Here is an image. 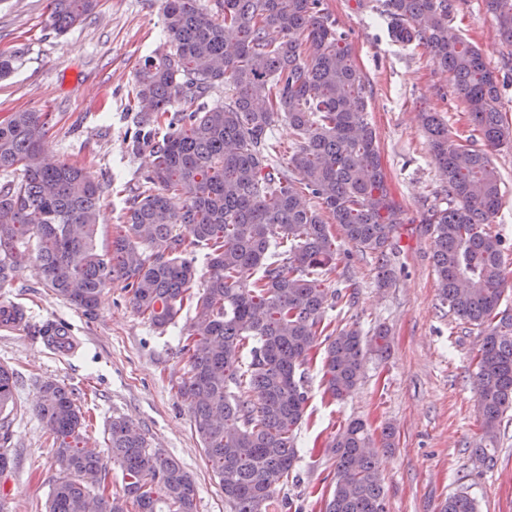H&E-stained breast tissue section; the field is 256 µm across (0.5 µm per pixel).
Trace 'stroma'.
Segmentation results:
<instances>
[{
  "label": "stroma",
  "instance_id": "obj_1",
  "mask_svg": "<svg viewBox=\"0 0 512 512\" xmlns=\"http://www.w3.org/2000/svg\"><path fill=\"white\" fill-rule=\"evenodd\" d=\"M164 2L97 0L81 24L60 35L49 22V0H0V52L16 55L12 72L0 78V120L14 112L48 113V157L84 167L100 187L102 246L124 223L128 199L150 165L148 152L130 149L140 114L128 104L141 63L167 39ZM322 3L367 79L365 118L403 222L388 247L390 287H378L370 254H354L328 276L327 287H345L342 302L327 314L332 328L368 336L386 325L390 350L368 354L360 382L342 401L325 394L320 358L306 365L309 401L297 430L298 461L278 495L289 501V512H322L336 478L328 445L338 428L360 418L374 440L386 426L396 431L394 448L379 454L388 512H440L460 490L474 498L478 512H512V412L502 422L493 462L472 461L482 420L473 382L481 338L442 303L433 235L423 222L428 210L448 202L420 115L438 113L450 136L460 139L471 132L466 108L429 50L393 41L383 0ZM454 25L481 50L488 69L506 78L500 110L512 126V45L500 39L485 0H456ZM493 160L503 199L491 229L505 240L512 273V149L494 152ZM1 302L23 308L25 321L0 328V364L17 379L10 440L15 465L0 477V512H46L59 472L33 405L47 381L72 391L88 411L87 436L98 451L106 449L112 416H127L191 475L196 512H228L178 393L185 371L178 338L194 308L184 307L175 325L158 331L132 309L117 282L87 313L57 296L34 265L22 278L0 284ZM52 323L79 339L76 353L62 355L46 343L43 331Z\"/></svg>",
  "mask_w": 512,
  "mask_h": 512
}]
</instances>
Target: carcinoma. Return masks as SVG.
<instances>
[{
  "label": "carcinoma",
  "mask_w": 512,
  "mask_h": 512,
  "mask_svg": "<svg viewBox=\"0 0 512 512\" xmlns=\"http://www.w3.org/2000/svg\"><path fill=\"white\" fill-rule=\"evenodd\" d=\"M60 34L82 22L96 0H50ZM165 0L170 51L148 57L136 76L144 115L132 149L149 151L147 187L129 201L107 250L97 243L99 186L83 167L45 158V118L14 112L0 121V284L32 261L46 283L86 312L116 281L138 314L164 329L185 305L196 315L181 337L185 377L178 386L230 512H285L276 496L295 466V431L309 400L304 366L325 336V392L345 398L358 384L367 349L384 353L388 330L326 333L341 293L325 287L344 241L375 255L378 283L393 272L390 238L403 223L390 195L375 135L365 120L363 79L345 35L321 0ZM393 37L429 49L453 81L479 131L448 136L423 117L448 207L431 209L433 262L449 311L481 328L474 384L482 433L473 454L490 462L512 408V316L504 241L486 226L498 213L500 177L489 154L512 146L496 75L453 26L455 0H385ZM501 37L512 44V0H488ZM224 84V102L211 91ZM284 119L294 146L282 161L272 126ZM189 227L191 238L180 233ZM207 249L205 288L195 290L197 249ZM15 373L0 364V442L9 440ZM36 411L53 439L61 477L47 512H195V489L181 464L154 448L135 424L112 417L109 457L85 447V417L72 392L40 388ZM336 484L324 512H385L377 451L365 422L346 423L329 445ZM124 493H110V466ZM442 512H476L464 491Z\"/></svg>",
  "instance_id": "obj_1"
}]
</instances>
